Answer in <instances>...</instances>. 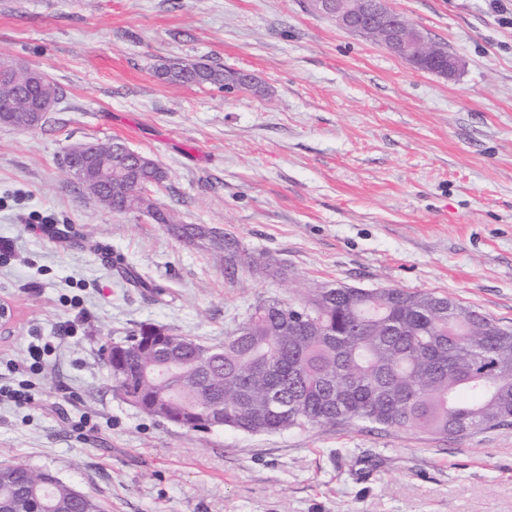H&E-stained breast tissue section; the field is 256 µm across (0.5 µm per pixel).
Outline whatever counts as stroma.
Returning a JSON list of instances; mask_svg holds the SVG:
<instances>
[{"mask_svg": "<svg viewBox=\"0 0 512 512\" xmlns=\"http://www.w3.org/2000/svg\"><path fill=\"white\" fill-rule=\"evenodd\" d=\"M389 3L459 59L454 75L309 0H0V59L60 90L40 128L0 127V300L17 315L0 382H18L33 337L50 346L35 406L0 402V465L50 470L104 512H512V426L193 432L124 402L101 357L148 323L219 345L258 299L336 284L445 294L512 328V0ZM172 58L264 91L163 82ZM113 139L166 171L153 195L177 223L228 233L287 279L227 275L208 241L79 191L64 154ZM31 214L54 233L33 234Z\"/></svg>", "mask_w": 512, "mask_h": 512, "instance_id": "obj_1", "label": "stroma"}]
</instances>
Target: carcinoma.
Segmentation results:
<instances>
[{"label": "carcinoma", "instance_id": "obj_1", "mask_svg": "<svg viewBox=\"0 0 512 512\" xmlns=\"http://www.w3.org/2000/svg\"><path fill=\"white\" fill-rule=\"evenodd\" d=\"M448 50L433 45L424 69L437 72ZM163 81L261 91L243 71L173 59L157 68ZM58 98L51 81L24 72L0 84V110L17 128L42 98ZM167 178L158 165L143 169L125 194L98 196L95 167L83 190L108 209L152 211L157 224L174 217L141 197L135 182ZM224 252L230 274L257 270L282 278L287 269L220 233L208 238ZM154 326L143 325L112 347V387L123 401L160 403L157 420L198 419L224 410V427L249 434L317 425L363 423L375 428L421 430L464 438L512 426V329L443 294L403 288L322 286L300 303L256 302L224 336L215 362L193 349L173 372L163 355L146 351ZM0 512H103L100 503L59 481L44 483L23 464L0 468Z\"/></svg>", "mask_w": 512, "mask_h": 512}]
</instances>
